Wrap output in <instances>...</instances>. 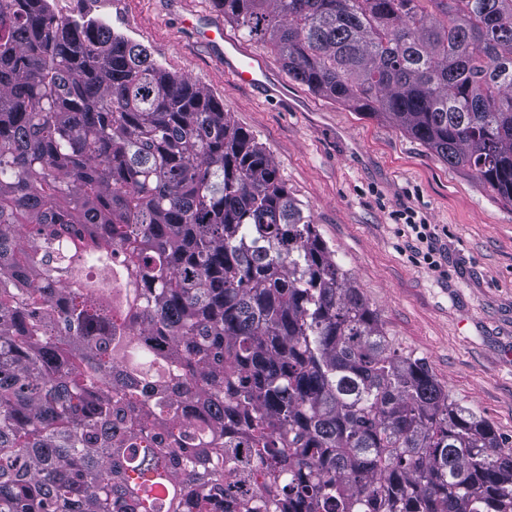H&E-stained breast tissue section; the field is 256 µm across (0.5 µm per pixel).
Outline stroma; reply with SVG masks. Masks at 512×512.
Instances as JSON below:
<instances>
[{
    "instance_id": "35a3bbf8",
    "label": "stroma",
    "mask_w": 512,
    "mask_h": 512,
    "mask_svg": "<svg viewBox=\"0 0 512 512\" xmlns=\"http://www.w3.org/2000/svg\"><path fill=\"white\" fill-rule=\"evenodd\" d=\"M50 4L63 18L92 12L222 100L270 153L393 347L423 359L453 400L512 444V203L390 122L290 79L268 46L228 22L225 33L263 59L286 99L238 85L181 22L216 15L212 0ZM419 224L429 225V242Z\"/></svg>"
}]
</instances>
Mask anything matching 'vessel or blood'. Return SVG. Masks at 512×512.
Masks as SVG:
<instances>
[{
    "mask_svg": "<svg viewBox=\"0 0 512 512\" xmlns=\"http://www.w3.org/2000/svg\"><path fill=\"white\" fill-rule=\"evenodd\" d=\"M198 38L210 50L212 55L224 63V71L242 84L257 90H267L268 72L260 59L242 51L237 44L224 34L221 23H208Z\"/></svg>",
    "mask_w": 512,
    "mask_h": 512,
    "instance_id": "obj_1",
    "label": "vessel or blood"
}]
</instances>
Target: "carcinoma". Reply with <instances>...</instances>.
Segmentation results:
<instances>
[{"label":"carcinoma","instance_id":"1","mask_svg":"<svg viewBox=\"0 0 512 512\" xmlns=\"http://www.w3.org/2000/svg\"><path fill=\"white\" fill-rule=\"evenodd\" d=\"M213 3L512 203V0ZM0 512H512V448L220 100L0 0Z\"/></svg>","mask_w":512,"mask_h":512}]
</instances>
